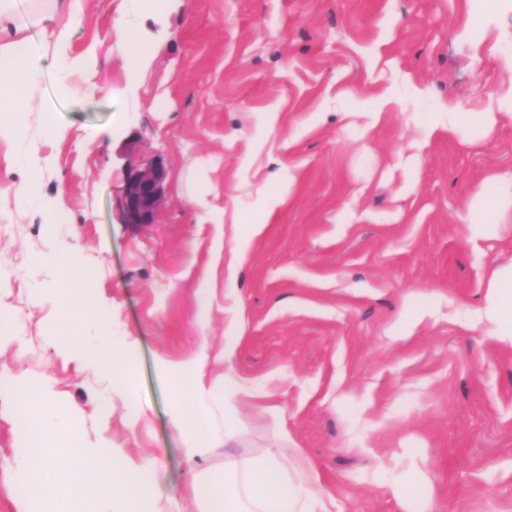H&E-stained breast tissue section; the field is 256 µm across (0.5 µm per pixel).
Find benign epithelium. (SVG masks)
Masks as SVG:
<instances>
[{
    "mask_svg": "<svg viewBox=\"0 0 512 512\" xmlns=\"http://www.w3.org/2000/svg\"><path fill=\"white\" fill-rule=\"evenodd\" d=\"M165 168L162 164L127 172L122 195L126 224H153L164 199Z\"/></svg>",
    "mask_w": 512,
    "mask_h": 512,
    "instance_id": "7a95c632",
    "label": "benign epithelium"
}]
</instances>
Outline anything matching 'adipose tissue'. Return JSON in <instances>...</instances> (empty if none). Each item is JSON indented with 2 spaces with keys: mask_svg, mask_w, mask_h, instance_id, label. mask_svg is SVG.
<instances>
[{
  "mask_svg": "<svg viewBox=\"0 0 512 512\" xmlns=\"http://www.w3.org/2000/svg\"><path fill=\"white\" fill-rule=\"evenodd\" d=\"M13 3L0 0V112L7 102L23 98L39 77L28 40L14 36L8 24ZM509 222L512 179L490 174L472 196L465 234L475 243ZM486 288L484 304L471 316L495 341L512 347V264L491 268ZM57 290L77 324L75 335L57 340V355L107 382L129 416H145L134 396L132 372L123 365L127 340L113 335L107 305L91 302L79 280ZM245 331L243 318L233 317L219 352H212L203 336L188 354L160 361L173 382L171 428L187 461L203 459L216 441L234 444L240 437L235 406L259 396L233 365ZM16 341L11 320L0 316V402L23 418L11 472L17 512H174L175 491L157 480L155 460L133 457L107 443L90 444L71 412L56 403L50 379L30 377L7 362ZM214 362L222 363L224 372L212 382L206 370ZM217 405L224 408L219 431L212 422ZM188 491L197 512H329L332 500L318 471L285 431L268 457L228 458L223 467L192 473Z\"/></svg>",
  "mask_w": 512,
  "mask_h": 512,
  "instance_id": "ef3b65f1",
  "label": "adipose tissue"
}]
</instances>
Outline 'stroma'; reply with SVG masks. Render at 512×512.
<instances>
[{"mask_svg": "<svg viewBox=\"0 0 512 512\" xmlns=\"http://www.w3.org/2000/svg\"><path fill=\"white\" fill-rule=\"evenodd\" d=\"M29 11L15 0L41 74L13 104L19 137L0 136V304L19 312L27 339L9 363L52 378L90 438L103 431L156 457L176 489L187 462L159 359L192 351L203 333L221 349L239 315L234 367L264 397L239 406V444L211 449L205 466L266 453L285 428L335 512H512V348L467 320L487 272L512 262V225L476 243L463 227L484 178L512 175V0H174L163 12L147 0L135 10L69 0L35 26ZM129 22L151 59L134 78ZM64 26L67 54L93 49L96 72L63 76L51 33ZM386 94L392 109L366 130ZM449 105L503 117L492 132L452 135ZM24 152L39 156L37 173ZM156 161L166 169L157 222L123 223L126 170ZM201 171L224 223L205 222L193 201ZM260 190L280 203L231 282L214 243L232 245L256 221ZM61 202L71 221L57 227ZM58 248L80 252L114 334L132 343L147 408L137 423L116 398L101 425V383L45 342L69 332L55 300L36 295L67 276L39 260ZM206 273L215 295L203 329ZM7 416L0 406V512H16L19 428ZM415 473L421 491L402 498L398 483Z\"/></svg>", "mask_w": 512, "mask_h": 512, "instance_id": "obj_1", "label": "stroma"}]
</instances>
